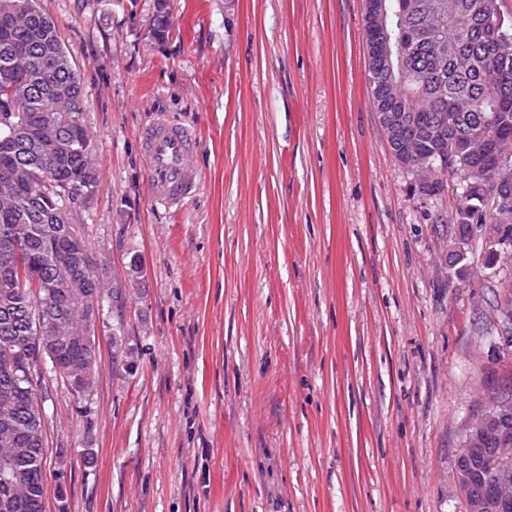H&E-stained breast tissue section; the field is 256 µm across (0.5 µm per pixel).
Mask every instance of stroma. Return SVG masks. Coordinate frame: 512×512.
<instances>
[{
	"label": "stroma",
	"instance_id": "stroma-1",
	"mask_svg": "<svg viewBox=\"0 0 512 512\" xmlns=\"http://www.w3.org/2000/svg\"><path fill=\"white\" fill-rule=\"evenodd\" d=\"M168 3L160 37L156 0H37L99 163L68 221L122 293L94 391L42 393L46 512H460L465 429L512 389V252L486 226L458 261L456 181L395 160L365 0ZM159 114L201 141L178 210L140 154Z\"/></svg>",
	"mask_w": 512,
	"mask_h": 512
}]
</instances>
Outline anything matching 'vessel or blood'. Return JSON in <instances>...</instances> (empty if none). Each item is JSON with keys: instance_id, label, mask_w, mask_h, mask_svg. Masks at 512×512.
<instances>
[{"instance_id": "vessel-or-blood-1", "label": "vessel or blood", "mask_w": 512, "mask_h": 512, "mask_svg": "<svg viewBox=\"0 0 512 512\" xmlns=\"http://www.w3.org/2000/svg\"><path fill=\"white\" fill-rule=\"evenodd\" d=\"M200 148L196 133L167 117L154 118L141 133L150 200L165 208L180 206L201 178L192 160Z\"/></svg>"}]
</instances>
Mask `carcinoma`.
<instances>
[{"mask_svg":"<svg viewBox=\"0 0 512 512\" xmlns=\"http://www.w3.org/2000/svg\"><path fill=\"white\" fill-rule=\"evenodd\" d=\"M390 41L400 44L387 68H368L371 98L382 91L399 117L400 134L388 144L397 161L432 162L423 184L438 191L458 178L465 201L449 223L465 231L492 224L512 241V210L495 204L486 184V146L512 154V46L484 22L495 18L499 0H388ZM170 25L167 0H157L154 30ZM19 102L15 134L0 126V225L9 224L23 243L6 263L0 256V512H45V436L39 405L25 384L5 375L7 356L28 360L45 343L55 347V364L74 393L91 392L98 361L95 335L85 331L88 310L102 299V281L86 269L91 255L81 232L61 231L47 239L40 228L67 223L63 202L50 192L29 201L32 172L49 170L51 185L79 193L98 180L95 146L83 118L81 77L71 64L54 21L36 0H0V114L7 99ZM74 255L63 277L55 257ZM54 285L61 296L59 317L40 329L27 315L40 306L33 283ZM488 427L467 428L456 472L462 512H499L495 477L512 474V459L493 461L489 449L512 437V401L495 399Z\"/></svg>","mask_w":512,"mask_h":512,"instance_id":"carcinoma-1","label":"carcinoma"}]
</instances>
